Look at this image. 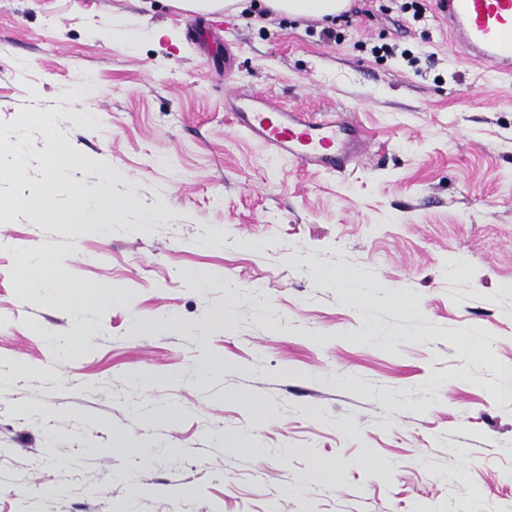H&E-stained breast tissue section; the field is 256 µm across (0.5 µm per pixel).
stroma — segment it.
Listing matches in <instances>:
<instances>
[{"label": "stroma", "instance_id": "obj_1", "mask_svg": "<svg viewBox=\"0 0 512 512\" xmlns=\"http://www.w3.org/2000/svg\"><path fill=\"white\" fill-rule=\"evenodd\" d=\"M254 2L0 0V512H512V77L433 0H351L337 40ZM228 78L373 155H273ZM51 143L120 222L37 223ZM46 254L83 308L21 287ZM183 8L197 12L209 13L219 10H240L238 7L239 0H179Z\"/></svg>", "mask_w": 512, "mask_h": 512}]
</instances>
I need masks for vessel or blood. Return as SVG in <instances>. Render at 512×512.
Returning <instances> with one entry per match:
<instances>
[{"mask_svg": "<svg viewBox=\"0 0 512 512\" xmlns=\"http://www.w3.org/2000/svg\"><path fill=\"white\" fill-rule=\"evenodd\" d=\"M452 42L483 71L512 75V0H441ZM224 109L236 126L273 153L335 172L368 153L370 142L354 123L327 115L315 120L299 106L224 83Z\"/></svg>", "mask_w": 512, "mask_h": 512, "instance_id": "vessel-or-blood-1", "label": "vessel or blood"}]
</instances>
